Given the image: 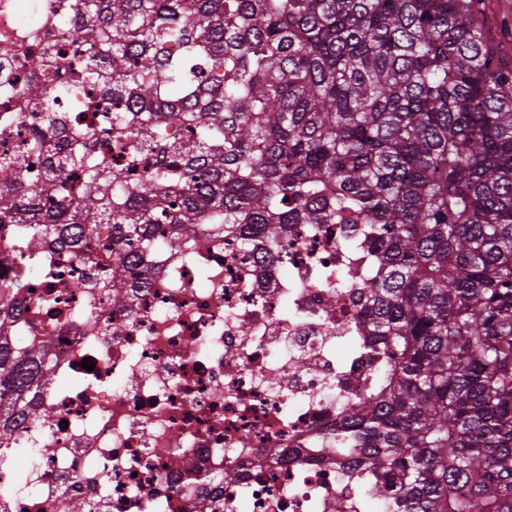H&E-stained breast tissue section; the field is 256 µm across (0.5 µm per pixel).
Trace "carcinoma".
<instances>
[{"mask_svg": "<svg viewBox=\"0 0 512 512\" xmlns=\"http://www.w3.org/2000/svg\"><path fill=\"white\" fill-rule=\"evenodd\" d=\"M487 0H82L105 30L73 72L91 80L125 168L52 144L44 175L0 163V225L25 247L66 249L102 270L112 306L141 283L127 260L222 235L278 245L290 224H339L367 258L358 291L382 372L340 414L343 466L388 512H512V61L484 25ZM56 46L20 87L40 101ZM126 108L109 113L112 103ZM168 125L190 130L156 147ZM169 169L127 178L146 153ZM83 200L52 206L67 171ZM112 225L104 257L83 235ZM0 324V448L38 409L42 354Z\"/></svg>", "mask_w": 512, "mask_h": 512, "instance_id": "obj_1", "label": "carcinoma"}]
</instances>
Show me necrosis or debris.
<instances>
[{
  "instance_id": "4bbe7bcc",
  "label": "necrosis or debris",
  "mask_w": 512,
  "mask_h": 512,
  "mask_svg": "<svg viewBox=\"0 0 512 512\" xmlns=\"http://www.w3.org/2000/svg\"><path fill=\"white\" fill-rule=\"evenodd\" d=\"M76 9L0 0V88L31 79V51ZM93 95L82 84L53 109L82 117L85 153L124 162L84 115ZM37 110L0 98V161L29 146ZM266 250H156L153 272L131 269L146 287L117 309L104 288L60 286L81 274L69 251L48 250L56 277L33 275L14 226H0V287L22 286L17 346L44 343L46 379L42 414L0 448V512H384L337 453L338 412L381 366L358 349L345 286L358 250L333 224L289 225L287 261L259 263Z\"/></svg>"
}]
</instances>
